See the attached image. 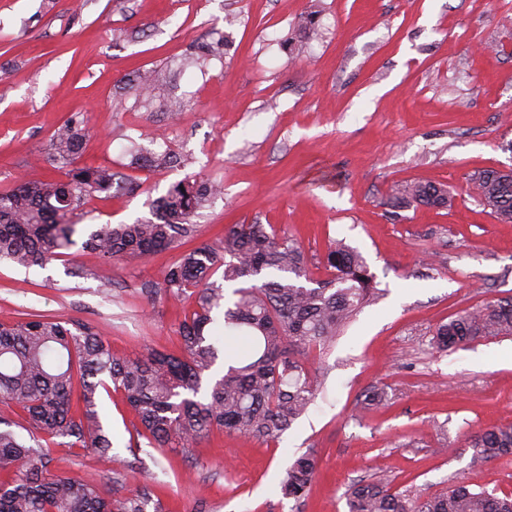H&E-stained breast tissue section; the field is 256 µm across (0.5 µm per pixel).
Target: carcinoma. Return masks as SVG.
<instances>
[{"label":"carcinoma","mask_w":512,"mask_h":512,"mask_svg":"<svg viewBox=\"0 0 512 512\" xmlns=\"http://www.w3.org/2000/svg\"><path fill=\"white\" fill-rule=\"evenodd\" d=\"M222 46L203 44L181 67L204 65ZM138 87L153 91L156 70L140 73ZM85 132L74 118L51 140V160L71 167L62 181L22 180L0 190V260L26 270L44 268L78 244L74 222L85 200L109 195L116 174L106 166L77 167ZM149 168L182 163L165 150L142 156ZM473 193L496 218L512 222V170L486 169L470 178ZM221 193L212 182L187 175L154 204L151 219L132 224H90L81 247L107 261L134 264L197 235L193 219ZM448 187L413 180L391 188L385 204L394 209L445 208ZM319 264L330 278L309 288V258L298 239L270 224H229L215 245L203 243L162 273L161 289L195 295V307L179 324L182 353L150 350L120 358L102 333L79 321L35 315L0 322V512H167L149 488L124 491L114 481L102 495L94 478L52 475L45 456L55 439L112 462L114 439L103 420L102 393L122 396L138 427L128 447L176 443L190 447L216 429L264 442L276 441L316 399L321 384L314 353L324 352L345 326L379 295L376 276L357 251L329 241ZM221 273L222 283L212 280ZM241 342L233 358L213 334ZM512 336V298L465 309L434 334L439 351L482 338ZM224 361L222 373L214 368ZM28 436L21 435L17 428ZM473 460L512 455V426H489L471 436ZM318 461L307 452L285 470L280 491L300 500L311 489ZM347 512H512V496L500 497L455 483L433 496H410L381 483L357 482L346 494Z\"/></svg>","instance_id":"1"}]
</instances>
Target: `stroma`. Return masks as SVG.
<instances>
[{"label":"stroma","mask_w":512,"mask_h":512,"mask_svg":"<svg viewBox=\"0 0 512 512\" xmlns=\"http://www.w3.org/2000/svg\"><path fill=\"white\" fill-rule=\"evenodd\" d=\"M315 13L304 52L285 44ZM230 36L229 54L181 69L198 45ZM166 70L152 98L137 71ZM187 109L172 117L170 104ZM83 119V166L123 188L92 198L82 224L151 217L153 200L192 174L221 185L198 240L255 221L297 236L313 280L329 240L358 250L382 295L319 362L322 390L276 441L213 430L196 447L129 448L136 419L103 398L118 439L110 466L51 446L50 473L92 476L104 492L135 473L171 512H346L359 480L427 496L462 481L512 494V456L473 465L470 435L512 425V336L438 352V325L512 297V223L469 191L472 174L512 168V0H0V190L19 178L66 180L49 159L55 129ZM172 150L181 167L150 171L126 154ZM410 180L448 186L447 208L392 211ZM183 243L128 265L73 248L32 272L0 262V322L22 314L78 320L115 353H180L195 305L159 290ZM378 406L361 405L371 389ZM315 451L309 494L282 496L285 469Z\"/></svg>","instance_id":"1"}]
</instances>
